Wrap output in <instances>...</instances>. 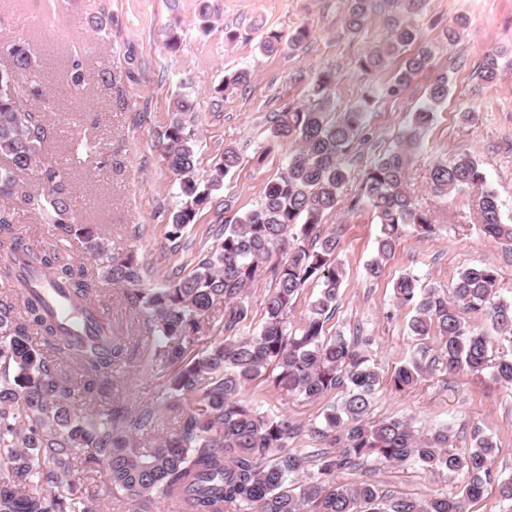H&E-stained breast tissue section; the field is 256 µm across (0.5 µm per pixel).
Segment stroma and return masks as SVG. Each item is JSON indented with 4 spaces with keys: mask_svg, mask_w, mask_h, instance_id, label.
<instances>
[{
    "mask_svg": "<svg viewBox=\"0 0 512 512\" xmlns=\"http://www.w3.org/2000/svg\"><path fill=\"white\" fill-rule=\"evenodd\" d=\"M210 29L198 20V0H0V42L27 43L49 101L45 118L54 137L45 149L47 161H69L75 215L108 234L114 253H134L144 283L154 286L173 274H187L200 251L215 240V227L225 207L245 212L257 208L264 186L282 171L290 144H272L269 119L284 104H309L312 83L328 69L339 79L333 94L336 112L361 107L366 112L363 140L348 157L351 178L324 228L342 225L339 260L346 278L325 333L369 337L370 357L380 375L373 395L372 420L402 417L425 431L449 425L458 447L471 445L474 431L494 438L498 450L494 471L512 473V389L490 373L448 372L435 356L437 335L416 336L413 312L397 305L393 285L413 274L425 288L448 291L457 274L472 264L496 268L502 288L512 290V249L485 236L470 213L477 196L467 189L454 197L437 196L430 171L442 159L460 152L474 155L498 195L503 220L512 223V0H426L411 22L422 44L433 51V67L402 88L394 75L402 60L394 58L380 72H365L357 59L389 35L387 16L376 10L359 33H349L342 16L345 0H209ZM466 16L468 27L448 44L442 26ZM103 19L105 30L94 22ZM308 25L310 38L298 49L265 55L259 49L263 30L290 34ZM238 32L227 43L225 31ZM181 44L169 50V34ZM497 54L500 75L486 83L480 71L488 54ZM84 66L83 87H73L67 73L72 59ZM250 69L246 88L221 92L225 74ZM448 75V99L438 107L434 123L422 132L413 155L407 187L417 204L430 210L435 231L419 238L406 228L395 255L375 277L366 266L376 252L379 226L369 205L349 207L360 192V175L372 160L393 149L406 131L412 112L425 100L435 74ZM189 95L196 104L199 132V182H206L225 146L237 149L240 167L212 192L172 251L168 217L183 203L168 168L163 135L173 114V100ZM13 215L16 236L42 246H57L76 264L89 258L79 239L57 240L53 225L18 197L0 195V210ZM419 360L424 372L417 383L398 390L396 371ZM170 373L147 374L138 364L118 373L113 395L136 410L158 402ZM245 398L261 409L287 414L304 425L290 447H316L309 428L320 423L325 409L340 401V390L316 400L288 396L264 379L253 381ZM337 482L375 483L395 497L424 500L456 490L447 475L415 467H389L374 461L341 471Z\"/></svg>",
    "mask_w": 512,
    "mask_h": 512,
    "instance_id": "stroma-1",
    "label": "stroma"
}]
</instances>
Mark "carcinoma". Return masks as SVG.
<instances>
[{"mask_svg": "<svg viewBox=\"0 0 512 512\" xmlns=\"http://www.w3.org/2000/svg\"><path fill=\"white\" fill-rule=\"evenodd\" d=\"M376 1L390 12L389 36L358 64L378 72L405 55L395 77L403 87L433 67L431 50L419 44V31L408 20L424 0H346L343 24L350 33L365 27ZM466 25V18L457 16L444 28L448 44L457 42ZM282 46V35L270 30L260 49L271 55ZM0 51L13 61L11 69H0V158L7 161L0 168V194L23 200L55 225L59 239L81 238L92 261L89 267L75 266L18 240L0 258V279L13 283L0 296V461L6 465L0 512H98L95 486L75 474L80 458L105 471L111 498L127 502L132 512H153L158 497L181 499V512H468V503L480 499L496 477V442L479 432L471 447L462 449L447 427L420 434L403 419L371 421L379 374L367 356L369 339L324 333L346 270L337 259L341 228L324 233L319 224L336 211L350 173L345 156L365 121L358 109L331 116L337 71L319 74L313 103H287L274 113L271 141L289 142L293 150L285 170L265 185L260 205L225 220L217 244L200 255L190 273L149 288L134 255L114 254L96 228L76 222L66 170L43 163L54 131L42 112L22 104L43 97L40 81L33 79L32 53L21 42H1ZM499 74L498 55H488L481 80L493 83ZM252 78L242 68L225 75L218 91L247 86ZM425 94L398 145L362 171L361 193L349 203L354 209L367 202L380 224L376 254L366 268L372 277L394 256L404 227L424 237L434 230L432 214L415 203L406 178L421 132L448 98V75L436 76ZM194 111L192 99H178L166 131L164 156L186 198L168 218V239L175 244L211 192L241 163L235 148H224L208 183L199 186L197 140L187 120ZM34 166L41 169L39 193L18 181L19 172ZM430 181L432 190L447 198L465 188L480 190L473 220L486 235L512 245V224L503 222L497 195L485 188L486 174L474 157L459 154L437 162ZM36 264L52 266L78 304L99 297L105 282L124 288L127 304L143 318L144 339L154 342L143 351L144 366L173 369L161 401L135 412L118 401L103 402L116 368L137 360L138 344L110 322L82 341L61 338L33 294L28 269ZM264 274L272 285L264 322L254 335L236 337L247 316L246 290ZM310 282L319 291L299 333L290 334L288 317ZM394 294L397 303L414 311V335L441 337L439 357L448 371L488 370L512 388V357L492 360L487 337L467 322L483 313L512 343V298L500 294L494 267L465 268L447 295L404 274L394 283ZM220 303L222 314L210 320ZM210 333L214 341L194 350ZM422 372L418 362L401 367L395 389L412 385ZM263 375L306 399L344 389L341 402L326 409L321 424L311 429L326 447L302 452L288 447L304 430L301 423L244 398L247 386ZM368 459L446 472L461 487L454 494L412 500L389 496L371 482L336 483L337 472ZM496 478L512 509V475Z\"/></svg>", "mask_w": 512, "mask_h": 512, "instance_id": "obj_1", "label": "carcinoma"}]
</instances>
